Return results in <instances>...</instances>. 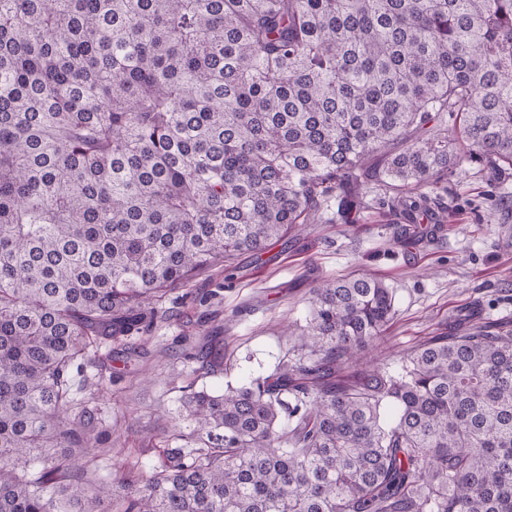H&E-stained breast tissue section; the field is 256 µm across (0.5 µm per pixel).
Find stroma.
<instances>
[{
    "instance_id": "35a3bbf8",
    "label": "stroma",
    "mask_w": 512,
    "mask_h": 512,
    "mask_svg": "<svg viewBox=\"0 0 512 512\" xmlns=\"http://www.w3.org/2000/svg\"><path fill=\"white\" fill-rule=\"evenodd\" d=\"M512 179L493 183L458 169L442 192L443 229L402 236L399 219L364 191L353 223L328 206L319 224L260 257L242 256L232 274L215 268L152 301L149 331L102 344L94 365L74 380L77 404H91L95 425L112 443L88 455L86 479L140 476L144 463L180 447L173 428H188L185 388L221 392L272 373L286 360L287 325L306 323L310 290L324 279L368 272L394 291L395 315L364 362L389 367L448 324L512 322ZM224 350L230 370L202 367L201 349Z\"/></svg>"
}]
</instances>
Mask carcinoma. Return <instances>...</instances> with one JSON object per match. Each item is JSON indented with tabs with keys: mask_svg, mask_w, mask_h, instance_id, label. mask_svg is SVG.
<instances>
[{
	"mask_svg": "<svg viewBox=\"0 0 512 512\" xmlns=\"http://www.w3.org/2000/svg\"><path fill=\"white\" fill-rule=\"evenodd\" d=\"M512 173V0H0V512H97L72 377L149 301L360 188L409 224ZM323 280L289 360L182 397L121 512H512V328L347 380L395 314Z\"/></svg>",
	"mask_w": 512,
	"mask_h": 512,
	"instance_id": "obj_1",
	"label": "carcinoma"
}]
</instances>
